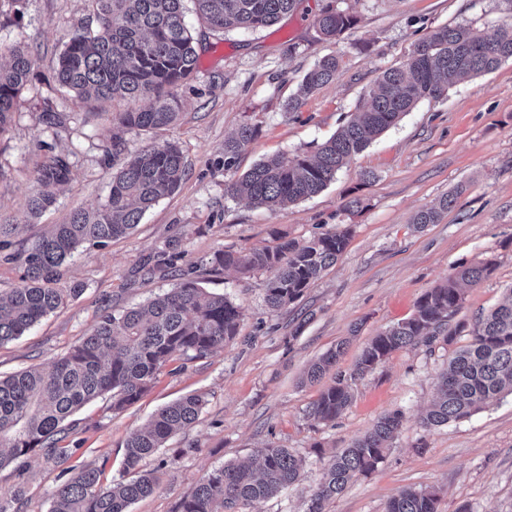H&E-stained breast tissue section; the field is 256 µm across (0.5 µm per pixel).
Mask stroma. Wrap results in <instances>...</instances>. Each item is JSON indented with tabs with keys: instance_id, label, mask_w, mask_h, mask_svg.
Masks as SVG:
<instances>
[{
	"instance_id": "obj_1",
	"label": "stroma",
	"mask_w": 512,
	"mask_h": 512,
	"mask_svg": "<svg viewBox=\"0 0 512 512\" xmlns=\"http://www.w3.org/2000/svg\"><path fill=\"white\" fill-rule=\"evenodd\" d=\"M328 2L301 0L273 26L226 34L187 13L197 69L177 90V123L149 134L107 119L136 109V102H86L56 80L64 42L88 21L85 0H0V42L21 32L33 53L29 80L0 129V215L24 224V237L104 201L114 170L113 136L129 156L154 142L177 143L186 161L179 188L161 197L131 234L79 249L60 281L74 296L0 345V376L50 366L90 334L105 311L144 302L188 272L243 311L233 341L204 359L171 361L135 404L116 412L99 399L69 417L59 435L63 457L38 450L23 464L0 468L9 512H49L52 492L75 466L101 467L106 478H118L129 436L162 406L192 394L205 395L206 406L195 424L146 459V468L158 469L160 486L130 512H175L214 469L257 458L270 445L301 455L304 472L247 512H304L330 456L395 410L403 426L383 462L327 501L325 512H385L405 488L436 492L438 512L463 505L470 512H512V394L469 418L430 431L420 425L437 376L467 336L394 352L356 382L351 405L326 424L307 418L321 387L303 380L309 365L339 344L344 354L337 368L350 372L370 339L410 318L421 295L459 267L490 256L497 261L490 278L464 285L455 322L493 308L512 286V60L422 100L316 196L270 211L225 189L265 157L310 152L329 139L381 74L401 66L438 27L490 30L512 13L505 0H343L358 23L325 41L315 19ZM328 54L341 55L340 75L289 110L306 72ZM49 105L62 114L61 124L46 123ZM245 121L258 126L259 136L225 167L224 141ZM51 151L68 156L70 179L54 205L34 217L27 201L40 189L37 171ZM365 173L370 181H362ZM449 195L455 203L440 223L416 228L414 214ZM355 197L360 206L349 207ZM339 224L350 225L352 234L337 263L298 302L276 312L264 301L270 270L238 274L208 265L225 250L270 245L276 231L301 242ZM169 246L182 260L154 271L157 253Z\"/></svg>"
}]
</instances>
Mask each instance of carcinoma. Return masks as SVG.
Segmentation results:
<instances>
[{
	"mask_svg": "<svg viewBox=\"0 0 512 512\" xmlns=\"http://www.w3.org/2000/svg\"><path fill=\"white\" fill-rule=\"evenodd\" d=\"M88 25L75 31L58 56V83L82 100H144L134 112H116L112 122L128 129L155 131L175 124L179 116L176 88L186 82L197 64L195 38L184 21L185 0H86ZM198 18L209 29H258L293 12L299 0H193ZM357 19L328 4L316 19L327 40L355 28ZM0 46V128L11 117L14 99L28 81L33 61L21 45ZM512 60V20L490 32L466 26H443L419 41L406 62L385 71L367 93L366 104L341 129L317 145L314 156H271L228 185L227 190L259 207L276 210L323 191L348 160L397 124L427 98L442 95L448 83L489 73ZM341 58L327 55L305 74L298 99L333 80ZM244 122L224 141V166L258 136ZM69 163L52 155L38 169L41 190L27 204L36 215L56 201L53 189L70 179ZM184 176L183 154L173 142L152 144L124 159L112 174L105 201L95 209H77L67 222L52 224L25 246L18 258L24 265L21 284L0 296V344L23 335L70 295L57 288L62 268L79 247L104 246L130 233L164 193L174 192ZM454 203L420 210L414 223L436 224ZM351 229L337 227L304 242L274 234L275 244L249 251H224L211 261L217 269L245 273L265 268L273 276L265 285L272 310L299 301L309 286L333 266L348 244ZM496 262L486 259L463 268L426 291L412 317L373 337L363 347L349 374H336L308 409L317 423L336 420L352 403V385L396 350L452 342L448 320L462 307L458 281L471 284L490 278ZM242 311L224 294L184 276L144 304L105 313L94 331L82 338L47 369L31 368L0 377V468L38 449L55 448L61 424L89 402L109 396L120 411L137 402L151 387L156 373L176 356L203 359L237 336ZM470 341L455 353L437 381L436 398L422 419L426 430L468 418L512 394V287L506 300L479 316L460 323ZM339 346L312 364L311 382L335 367ZM205 400L190 395L158 410L153 420L125 443L123 473L129 475L105 486L100 472L76 467L72 476L51 495L49 512H129L136 501L158 487L155 471L143 462L178 431L198 418ZM402 427V413L380 417L349 447L333 456L311 496L306 512H324V504L342 493L356 477L375 470L390 441ZM304 464L291 449L270 446L258 464L231 463L203 478L178 503L176 512H245L247 506L275 496L296 483ZM437 496L427 490L403 489L387 503L386 512H438Z\"/></svg>",
	"mask_w": 512,
	"mask_h": 512,
	"instance_id": "1",
	"label": "carcinoma"
}]
</instances>
